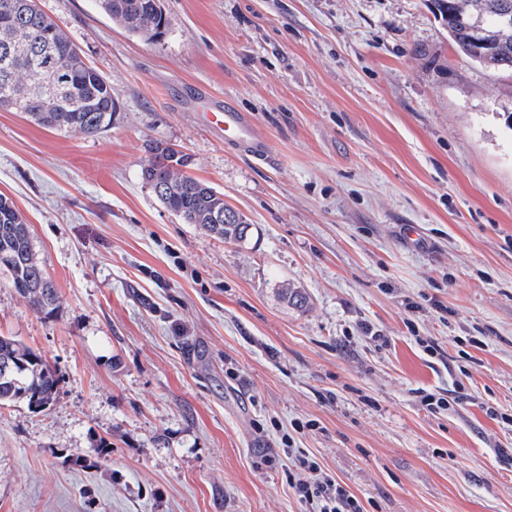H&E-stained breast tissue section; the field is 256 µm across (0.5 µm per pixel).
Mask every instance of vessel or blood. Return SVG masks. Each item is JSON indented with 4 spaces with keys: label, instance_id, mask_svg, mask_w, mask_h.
<instances>
[{
    "label": "vessel or blood",
    "instance_id": "obj_1",
    "mask_svg": "<svg viewBox=\"0 0 512 512\" xmlns=\"http://www.w3.org/2000/svg\"><path fill=\"white\" fill-rule=\"evenodd\" d=\"M207 129L221 136L226 148L256 159L267 155V139L253 117L232 105L218 103L204 114Z\"/></svg>",
    "mask_w": 512,
    "mask_h": 512
}]
</instances>
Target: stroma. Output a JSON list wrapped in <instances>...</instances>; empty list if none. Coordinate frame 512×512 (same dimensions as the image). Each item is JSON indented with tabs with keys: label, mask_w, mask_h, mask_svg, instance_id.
<instances>
[{
	"label": "stroma",
	"mask_w": 512,
	"mask_h": 512,
	"mask_svg": "<svg viewBox=\"0 0 512 512\" xmlns=\"http://www.w3.org/2000/svg\"><path fill=\"white\" fill-rule=\"evenodd\" d=\"M40 6L118 110L89 137L0 109V194L59 293L46 315L0 275V335L60 376L47 411L0 408V512H309L288 432L364 512H512V75L426 0H163L158 42ZM205 92L269 162L199 125ZM158 143L246 243L163 207Z\"/></svg>",
	"instance_id": "stroma-1"
}]
</instances>
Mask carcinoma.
<instances>
[{"mask_svg":"<svg viewBox=\"0 0 512 512\" xmlns=\"http://www.w3.org/2000/svg\"><path fill=\"white\" fill-rule=\"evenodd\" d=\"M435 18L457 49L487 68L512 73V0H429ZM127 32L152 42L168 19L161 0H98ZM0 109L23 112L40 126L96 136L112 124L117 103L112 83L88 64L71 37L29 0H0ZM189 157L168 146L150 147L141 179L164 207L207 235L242 243L252 234L247 218L224 204V193L183 173ZM0 271L38 312L56 308L57 288L37 260L30 227L0 194ZM24 364L14 382L0 380V407L17 402L42 412L54 401L57 370L19 341L0 336V362Z\"/></svg>","mask_w":512,"mask_h":512,"instance_id":"1","label":"carcinoma"}]
</instances>
